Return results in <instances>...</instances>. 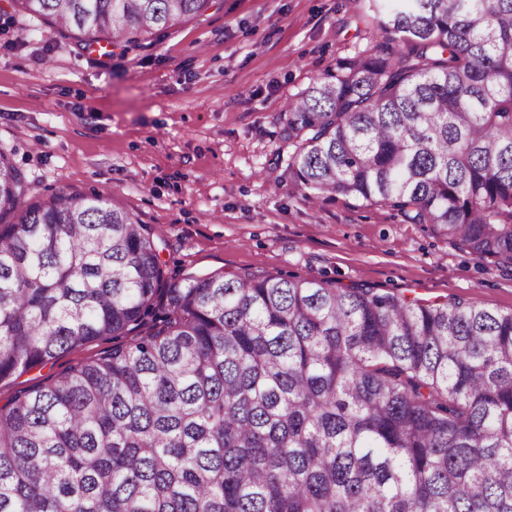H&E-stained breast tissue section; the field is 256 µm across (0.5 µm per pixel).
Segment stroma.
I'll return each instance as SVG.
<instances>
[{
  "label": "stroma",
  "instance_id": "35a3bbf8",
  "mask_svg": "<svg viewBox=\"0 0 512 512\" xmlns=\"http://www.w3.org/2000/svg\"><path fill=\"white\" fill-rule=\"evenodd\" d=\"M378 41L365 0H211L160 41L102 54L0 0V151L33 187L25 206L102 193L136 215L171 280H331L512 312L511 267L390 208L275 182L287 100ZM111 345L1 383L0 405Z\"/></svg>",
  "mask_w": 512,
  "mask_h": 512
}]
</instances>
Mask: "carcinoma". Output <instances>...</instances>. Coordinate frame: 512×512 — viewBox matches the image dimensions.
I'll use <instances>...</instances> for the list:
<instances>
[{
	"mask_svg": "<svg viewBox=\"0 0 512 512\" xmlns=\"http://www.w3.org/2000/svg\"><path fill=\"white\" fill-rule=\"evenodd\" d=\"M210 0H10L137 47ZM386 43L289 100L281 181L512 265V0H367ZM0 152V512H512V312L279 276H164L103 195ZM128 341L121 342L119 338ZM111 346L112 340L110 339H100L91 342L84 347L61 354L55 359L53 364L49 363L45 367H36L17 377L11 383H1L0 405L4 404L16 392L45 382L49 376H58L69 370L72 366L97 357L101 351Z\"/></svg>",
	"mask_w": 512,
	"mask_h": 512,
	"instance_id": "obj_1",
	"label": "carcinoma"
}]
</instances>
